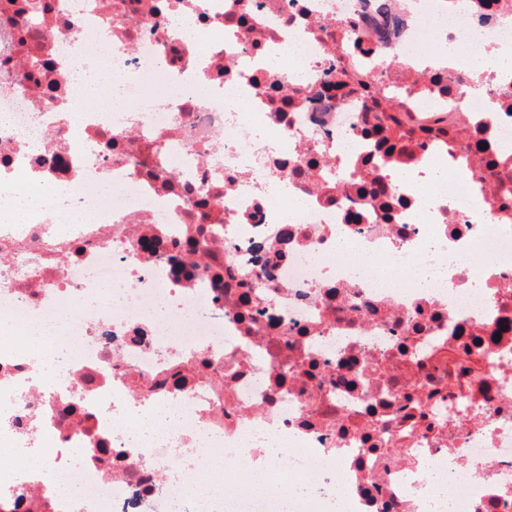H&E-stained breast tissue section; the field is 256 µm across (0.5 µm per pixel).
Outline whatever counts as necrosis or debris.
<instances>
[{"label":"necrosis or debris","mask_w":512,"mask_h":512,"mask_svg":"<svg viewBox=\"0 0 512 512\" xmlns=\"http://www.w3.org/2000/svg\"><path fill=\"white\" fill-rule=\"evenodd\" d=\"M504 51L512 0H0V185L98 213L0 221V512H182L210 448L222 512H512ZM470 69L495 72L501 78L512 76V58L508 55H485L477 53L471 56Z\"/></svg>","instance_id":"1"}]
</instances>
